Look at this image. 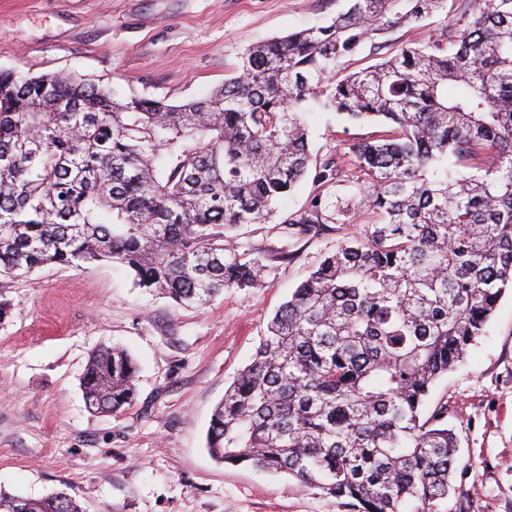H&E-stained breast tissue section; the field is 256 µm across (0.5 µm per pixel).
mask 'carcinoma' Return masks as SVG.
<instances>
[{
	"mask_svg": "<svg viewBox=\"0 0 512 512\" xmlns=\"http://www.w3.org/2000/svg\"><path fill=\"white\" fill-rule=\"evenodd\" d=\"M348 0L329 22L249 48L237 76L182 104L0 70V291L46 264L118 262L134 285L204 306L260 284L224 246L266 224L308 175L366 176L372 224L269 318L217 404V461L286 474L352 512H434L453 490L448 405L423 413L512 288V0ZM441 17L425 41L389 35ZM367 49L376 63L335 76ZM313 102L382 134L313 158ZM320 197L288 218L316 235ZM121 346L92 353L88 408L135 398ZM0 512H83L65 493L0 494Z\"/></svg>",
	"mask_w": 512,
	"mask_h": 512,
	"instance_id": "carcinoma-1",
	"label": "carcinoma"
}]
</instances>
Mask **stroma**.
Wrapping results in <instances>:
<instances>
[{
  "label": "stroma",
  "instance_id": "1",
  "mask_svg": "<svg viewBox=\"0 0 512 512\" xmlns=\"http://www.w3.org/2000/svg\"><path fill=\"white\" fill-rule=\"evenodd\" d=\"M346 0H0V69L60 73L180 103L234 76L245 50L320 24ZM311 151L323 158L379 134L310 106ZM298 186L276 221L247 224L238 253L265 265L256 288L178 307L134 287L116 263L47 265L0 295V492L72 496L84 512H350L285 475L215 461L206 433L226 388L250 363L268 318L324 256L373 216L355 204L362 173ZM321 195L316 237L286 219ZM119 344L137 366L136 398L95 413L80 382L91 353ZM458 438L454 491L435 512H512V288L464 363L436 386Z\"/></svg>",
  "mask_w": 512,
  "mask_h": 512
}]
</instances>
